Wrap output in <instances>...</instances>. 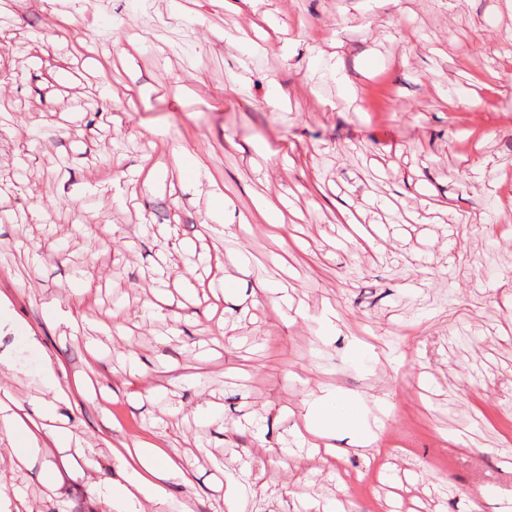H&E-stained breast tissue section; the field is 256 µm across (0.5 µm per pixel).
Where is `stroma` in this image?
I'll use <instances>...</instances> for the list:
<instances>
[{
  "label": "stroma",
  "mask_w": 512,
  "mask_h": 512,
  "mask_svg": "<svg viewBox=\"0 0 512 512\" xmlns=\"http://www.w3.org/2000/svg\"><path fill=\"white\" fill-rule=\"evenodd\" d=\"M472 95L480 109L452 107ZM1 111L23 120L0 136L7 388L36 422L46 361L93 388L25 466L0 445V512H132L108 444L153 437L189 478L161 512H225L241 483L251 512H304L301 493L469 512L471 492L512 512V0H13ZM182 145L198 179L180 177ZM218 253L229 303L210 288ZM160 278L167 316L150 308ZM321 385L392 404L385 455L344 428L336 457L283 466Z\"/></svg>",
  "instance_id": "obj_1"
}]
</instances>
